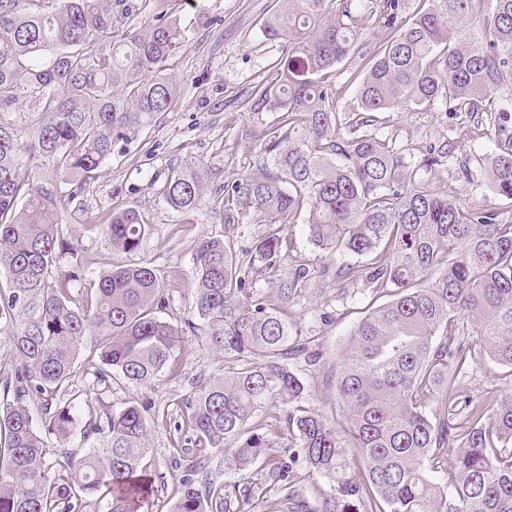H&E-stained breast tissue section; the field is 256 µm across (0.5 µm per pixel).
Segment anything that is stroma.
Instances as JSON below:
<instances>
[{
	"label": "stroma",
	"mask_w": 512,
	"mask_h": 512,
	"mask_svg": "<svg viewBox=\"0 0 512 512\" xmlns=\"http://www.w3.org/2000/svg\"><path fill=\"white\" fill-rule=\"evenodd\" d=\"M276 7L277 0H170V11L187 36L167 62L169 75L179 85L177 96L136 138L114 143L111 158L84 192L64 200L63 212L69 223L82 230L92 271L151 263L167 299L161 316L178 326L195 318L191 268L200 239H223L253 287L265 295L276 294L286 270L299 264L309 268V286L290 303L288 316L320 359L308 363L300 358L290 361L289 367L303 385L300 405L331 421L336 393L330 369L350 330L371 305V291L333 279L332 270L346 262V255L316 249L299 222L292 224L287 245L276 259H258L252 244L263 234L264 225L228 221L217 199L224 184L255 173L254 157L264 145L265 132L280 117L278 111L255 107L252 95L255 87L276 85V64L287 49L284 42L268 40L261 32ZM377 119L383 136L400 145L439 143L447 140L449 130L473 123L469 113L448 112L438 105L411 111L394 108L378 113ZM482 127L484 138L459 142L457 164L440 169L433 181L463 203L492 199L484 171L474 172L468 181L458 175L459 161L490 148L495 127L489 121ZM193 165L205 172L206 195L198 209L181 213L166 203L164 188L173 171ZM127 207L140 211L147 224L139 251L130 254L112 249L95 229L113 209ZM174 358L175 375H162L144 386H116L89 402L94 410L103 403L118 408L134 398L165 410V417L149 427L145 462L154 494L148 512H168L186 468L198 457L189 442L182 452L173 449L174 426L182 421L186 397L199 384L222 376L226 367L223 355L211 350L199 328L186 331ZM510 388L512 370L482 356L462 383L463 391L478 398L489 413Z\"/></svg>",
	"instance_id": "1"
}]
</instances>
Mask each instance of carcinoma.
I'll return each instance as SVG.
<instances>
[{"label":"carcinoma","mask_w":512,"mask_h":512,"mask_svg":"<svg viewBox=\"0 0 512 512\" xmlns=\"http://www.w3.org/2000/svg\"><path fill=\"white\" fill-rule=\"evenodd\" d=\"M491 6L484 33L458 23ZM264 36L288 44L276 88L256 105L282 118L270 126L255 166L262 176L224 185L239 218L266 225L254 253L271 261L300 220L313 245L352 254L336 279L387 298L351 331L336 360V421L297 405L303 386L288 361L308 346L288 304L306 287L303 265L283 274L277 295L250 287L231 248L199 240L192 254L195 316L211 347L232 366L185 399L183 423L201 456L187 468L169 512H231L252 491L208 477L211 464L246 478L268 468L284 499L262 512H512V392L493 414L459 394L479 355L512 368V97L493 91L512 71V0H279ZM139 10L134 0H0V327L19 361L0 376V512H82L89 497L103 512H147L153 485L142 461L153 407L104 403L83 418L86 400L69 391L88 341L84 392L140 386L175 373L174 351L187 321L157 315L164 288L146 262L90 279V262L58 207V183L83 189L112 155L169 106L176 85L165 63L185 31L168 0H154L142 33L116 37ZM369 27L380 50L363 52ZM362 60L348 82L355 106L339 116L337 67ZM440 103L448 112H492L498 134L485 155L489 204H463L429 177L454 159L455 144L416 148L420 160L379 135L376 114ZM203 171L180 170L164 198L174 210L201 205ZM101 231L112 248L140 249L146 233L134 208L112 211ZM471 322L478 340H465ZM271 398L284 430L250 419ZM93 439L80 461L50 477L49 455L75 433ZM288 435L283 445L282 435ZM293 455L283 460L277 449ZM352 448L360 475L310 500L294 474L295 456L323 473Z\"/></svg>","instance_id":"1"}]
</instances>
